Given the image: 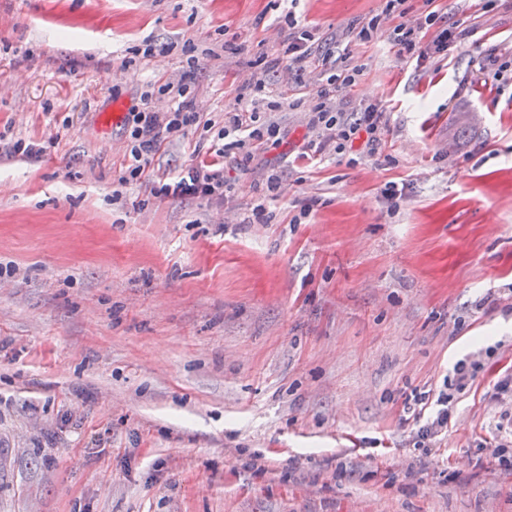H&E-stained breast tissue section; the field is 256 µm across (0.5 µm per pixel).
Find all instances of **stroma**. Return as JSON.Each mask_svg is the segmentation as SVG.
<instances>
[{
    "instance_id": "35a3bbf8",
    "label": "stroma",
    "mask_w": 512,
    "mask_h": 512,
    "mask_svg": "<svg viewBox=\"0 0 512 512\" xmlns=\"http://www.w3.org/2000/svg\"><path fill=\"white\" fill-rule=\"evenodd\" d=\"M484 3L435 0L479 32L418 66L344 38L380 0H300L320 51L362 65L344 109L383 102L387 146L311 165L282 109L283 196L253 224L266 159H225L229 204L161 200L119 187L127 141L104 117L145 95L168 109L184 79L222 120L282 38L277 0H0V142L45 148L0 151V512H512L490 450L512 313L480 304L512 289V95L474 66L512 45V0ZM216 142L190 133L153 166ZM391 181L409 194L395 212ZM476 348L439 447L414 448L406 398Z\"/></svg>"
}]
</instances>
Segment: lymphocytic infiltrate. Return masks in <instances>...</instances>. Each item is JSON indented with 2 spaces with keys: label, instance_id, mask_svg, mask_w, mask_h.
<instances>
[{
  "label": "lymphocytic infiltrate",
  "instance_id": "obj_1",
  "mask_svg": "<svg viewBox=\"0 0 512 512\" xmlns=\"http://www.w3.org/2000/svg\"><path fill=\"white\" fill-rule=\"evenodd\" d=\"M298 2L286 0L282 21L288 34L278 43L274 53L259 55L256 63L273 69L285 67L299 84L303 83L311 67H318L311 105L304 114L306 135L302 154L315 159L333 155L347 160L348 164H358L363 158L379 154L384 146L388 132L386 114L376 103L358 112L341 109L339 92L355 85L362 67L354 62L339 67L327 56L321 62H314L315 37L308 27L298 23L295 13ZM403 3L404 0H384L379 15L349 27V34L354 41L369 42L377 36L382 18H395L396 24L388 35L389 42L402 60L419 64L447 56L449 50L464 46L475 34L472 27L442 23L434 10L421 18H409ZM164 89L174 94L177 100L174 107L161 112L148 106L127 113L124 122L130 149L121 182L149 185L157 198L224 201L232 189L224 177V157L237 153V166L245 171L256 150L277 149L288 137L287 128L275 118L276 112L283 108L282 102L271 98L263 79L254 77L239 85L233 103L225 105L224 124L217 133L222 145L216 149L214 157L195 158L188 167L174 173L156 172L152 161L167 142L187 138L190 131L212 126L211 119L197 112L185 83H168ZM479 365V355L475 352L458 360L436 401L425 397L415 401L410 413L417 426L416 447L427 453L435 447L438 437L448 429L453 404L472 384Z\"/></svg>",
  "mask_w": 512,
  "mask_h": 512
}]
</instances>
